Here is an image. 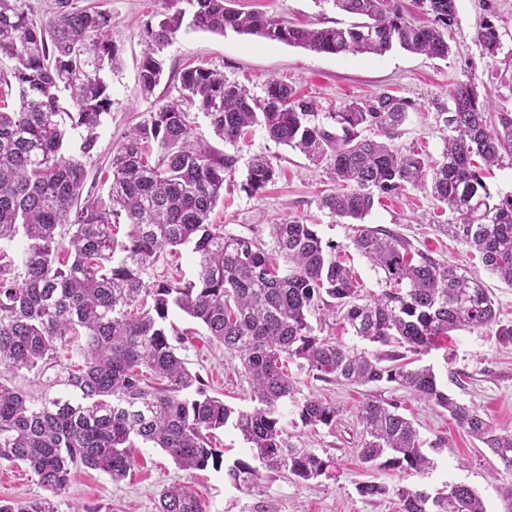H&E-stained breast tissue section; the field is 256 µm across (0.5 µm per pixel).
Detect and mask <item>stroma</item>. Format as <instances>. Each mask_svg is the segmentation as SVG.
I'll return each instance as SVG.
<instances>
[{"label": "stroma", "instance_id": "stroma-1", "mask_svg": "<svg viewBox=\"0 0 512 512\" xmlns=\"http://www.w3.org/2000/svg\"><path fill=\"white\" fill-rule=\"evenodd\" d=\"M112 17V39L119 48L121 63L106 73L112 106L103 117L96 149L86 164L87 187L94 197L106 198L112 181V152L125 134L148 118L150 112L178 98V72L202 66L223 72L228 80L248 87L263 97L264 82L276 77L314 101L318 111L335 110L355 98L387 90L413 101L415 108L403 126L396 144L438 160L444 141L434 108L435 99H447L456 84L474 81L480 94L494 105L512 109V0H457V23L449 38L447 59L430 58L400 48L382 55L316 53L279 41L242 35L228 30L218 35L181 28L172 44L160 47L165 76L151 95L140 92L139 65L149 43L146 28L167 13L166 0H96ZM236 8L256 10L294 23L323 22L343 26L351 15L332 8H319L314 0H235ZM498 27L501 47L494 57L481 54L476 32L483 18ZM270 156L277 176L263 190H243L246 166L251 155ZM238 162L224 183V201L211 215L225 232L268 240L270 225L296 218L314 225L323 241L336 247V255L354 272L366 293L380 294L384 273L358 253L353 245L357 225L322 209L320 199L336 184L324 169L314 168L299 152L270 140L265 129L253 127L237 152ZM441 205L431 196L430 186L408 188L399 195L381 199L366 218L369 227L398 233L412 246L466 273H479L493 294L501 323L512 324V287L486 271L478 256L449 225L435 223ZM176 328L186 333L180 349L190 371L207 382L210 395L236 409L251 408L249 385L242 377L240 361L223 347L209 344L196 324L176 312ZM315 335L333 337L344 345L374 355H385L386 347L354 336L339 315L321 310L309 317ZM431 367L441 387L458 402L475 408L500 433H512V345L499 342L494 328L451 332L445 346L420 357ZM288 370L299 382L302 394L335 402L340 416L335 428L303 427L294 411H287L290 441L310 449L334 463L331 476L308 482L296 480L285 470L264 472L251 488L230 485L220 469L183 471L161 449H135V464L120 482L103 473L78 470L69 487L53 499L55 512H76L81 505H100L105 512H156L163 488L180 483L201 499L206 512H399L398 488L407 486L436 493L445 484L463 483L481 497L486 512H512V499L504 487L512 484L506 471L489 449L470 437L443 408L395 385H346L317 380L297 364ZM380 398L398 404L410 419L420 439L427 444L445 437L448 446L434 452L436 467L430 474L404 475L383 468H368L358 458L362 428L357 408L364 401ZM372 480L387 486L388 495L365 498L356 485ZM34 474L25 464L0 466V500L31 503L44 497Z\"/></svg>", "mask_w": 512, "mask_h": 512}]
</instances>
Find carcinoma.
<instances>
[{
	"mask_svg": "<svg viewBox=\"0 0 512 512\" xmlns=\"http://www.w3.org/2000/svg\"><path fill=\"white\" fill-rule=\"evenodd\" d=\"M228 0H172L175 10L147 29L152 46L140 65L141 90L160 83L169 45L185 15L201 31L258 36L324 54H383L394 47L445 59L456 0H417L429 23L408 17L400 0H314L357 17L349 26L298 27L279 17L225 6ZM483 54L495 56L500 35L485 18L477 31ZM0 242L21 240L0 262V373L33 375L38 395L0 381V465L21 461L53 496L72 471L90 469L119 482L134 465L136 442L165 451L184 471L218 466L215 431L232 425L250 444L253 461L236 459L225 477L236 487L286 470L301 481L327 473L330 461L286 444L281 409L292 404L304 427L336 425V404L298 397L288 362L318 380L395 383L447 410L471 437L512 470V434H502L477 410L443 391L431 367H414L407 353H425L459 329L496 323L495 302L482 281L411 248L390 230L364 225L375 200L430 179L431 194L448 208L452 232L483 266L512 286V198L495 201L491 168L512 166V110L493 109L475 83L457 85L437 104L447 132L442 160L396 147L414 103L388 91L366 95L334 112L275 78L264 103L224 74L186 67L180 98L133 127L112 152L108 199L81 200L86 162L112 102L104 69L118 63L112 17L55 0L38 23L26 0H0ZM67 92L71 109L60 103ZM197 106L224 145L239 147L255 125L269 137L327 169L336 190L320 199L329 213L359 225L355 249L381 269L389 288L366 294L336 262L335 247L314 225L288 220L270 227L281 269L256 238L224 232L210 216L224 200V173L237 157L194 140L184 103ZM370 131L373 136L365 135ZM79 141L78 152L64 146ZM275 178L267 156L253 155L243 189L257 192ZM128 225L125 239L114 227ZM67 244H62L63 238ZM190 244L193 278L160 279L154 270L167 247ZM72 256L57 262L60 252ZM336 306L354 335L392 348L373 357L313 334L312 313ZM179 310L201 324L209 342L235 354L254 406L237 410L207 394L172 343L170 315ZM76 349L79 362L59 366L58 350ZM389 364H383V361ZM362 463L425 474L435 466L413 423L398 406L369 399L358 409ZM363 497L389 489L363 482ZM401 512H485L473 489L455 484L431 496L397 490ZM0 512H54L50 498L20 504L0 500ZM158 512H205L198 496L175 484Z\"/></svg>",
	"mask_w": 512,
	"mask_h": 512,
	"instance_id": "cac0c4a2",
	"label": "carcinoma"
}]
</instances>
